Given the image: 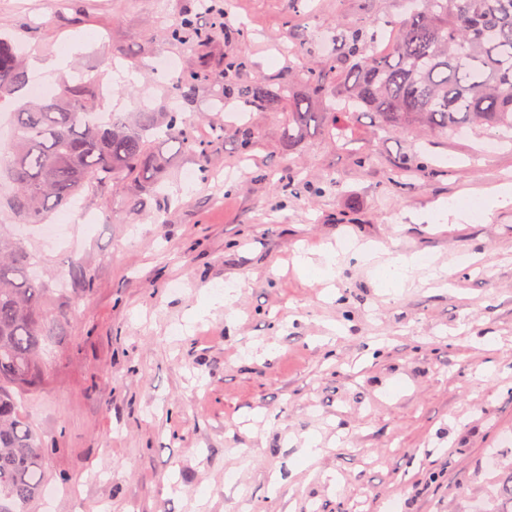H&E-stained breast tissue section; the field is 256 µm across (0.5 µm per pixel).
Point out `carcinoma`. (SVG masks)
Returning a JSON list of instances; mask_svg holds the SVG:
<instances>
[{
	"label": "carcinoma",
	"mask_w": 512,
	"mask_h": 512,
	"mask_svg": "<svg viewBox=\"0 0 512 512\" xmlns=\"http://www.w3.org/2000/svg\"><path fill=\"white\" fill-rule=\"evenodd\" d=\"M420 6L387 21L390 53L372 51L366 26L348 35L347 53L327 70L301 69L302 92L260 81L231 82L228 92L264 112L288 109L282 135L300 140L310 127L341 135L354 111L369 110L386 133L418 130L448 136L479 127L501 141L512 139V0H418ZM27 82L17 42L0 37V99ZM83 85L30 101L16 112L7 156L15 187L7 207L20 224H43L57 207L87 188L124 181L153 189L170 164L157 142L193 153L190 120L168 113L165 129L152 112L136 122L95 117ZM241 155L258 145L250 126L238 134ZM25 242L0 245V512H31L42 499L45 476L41 435L23 412V393L40 383L38 355L49 335V289L33 270Z\"/></svg>",
	"instance_id": "obj_1"
}]
</instances>
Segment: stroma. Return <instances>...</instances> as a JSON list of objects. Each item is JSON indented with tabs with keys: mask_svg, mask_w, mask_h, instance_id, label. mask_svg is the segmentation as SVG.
<instances>
[{
	"mask_svg": "<svg viewBox=\"0 0 512 512\" xmlns=\"http://www.w3.org/2000/svg\"><path fill=\"white\" fill-rule=\"evenodd\" d=\"M0 0L23 60L63 53L101 108L164 116L171 103L206 159L176 156L163 189L96 188L67 208L65 247L29 225L55 320L25 414L57 490L32 512H501L512 470V207L428 223L451 197L512 182V144L466 131L282 139L281 112L224 93L319 68L349 28L377 50L405 0ZM193 19L185 41L169 29ZM197 77L185 81L188 72ZM250 112L261 147L237 151ZM366 163H359V156ZM426 156L433 173L396 175ZM194 181H186L187 171ZM289 171L305 190L278 192ZM349 238L422 261L397 288L340 255L334 282L299 253ZM447 266L448 285L432 269ZM232 286L223 301L213 296ZM316 455H309V445ZM233 474L226 485L225 474Z\"/></svg>",
	"mask_w": 512,
	"mask_h": 512,
	"instance_id": "35a3bbf8",
	"label": "stroma"
}]
</instances>
